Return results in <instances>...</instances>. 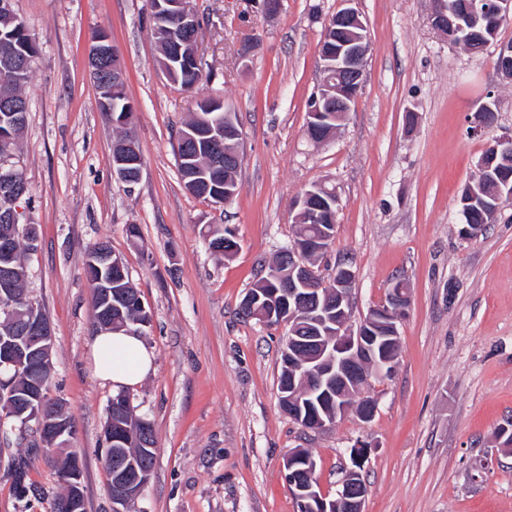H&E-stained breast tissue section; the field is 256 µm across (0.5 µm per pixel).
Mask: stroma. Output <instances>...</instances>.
Wrapping results in <instances>:
<instances>
[{
  "label": "stroma",
  "mask_w": 512,
  "mask_h": 512,
  "mask_svg": "<svg viewBox=\"0 0 512 512\" xmlns=\"http://www.w3.org/2000/svg\"><path fill=\"white\" fill-rule=\"evenodd\" d=\"M190 4L212 76L186 91L160 69L147 0H13L38 47L15 151L29 185L18 206L39 236L25 288L50 320L51 395L76 430L69 448L32 458L28 478L46 497L30 512H51L72 450L87 512H112L102 439L113 390L87 366L97 328L83 267L100 241L152 315L141 336L154 371L130 397L157 449L133 512H297L282 477L290 450H309L332 496L360 440L373 446L364 512H512V450L497 436L512 422V203L473 239L459 233L457 206L487 141L512 130V80L496 49L476 57L449 43L430 24L432 0H357L370 40L363 84L336 134L315 143L306 125L318 45L341 0H282L272 16L258 0ZM100 33L119 51L133 105L144 166L131 187L113 172L121 131L89 75ZM205 97L222 99L243 130L242 189L221 208L184 188L173 150ZM490 100L497 123L473 134L471 118ZM314 185L340 198L334 243L317 265L327 274L351 264L356 315L395 279L411 291L396 370L370 382L375 416L351 413L319 432L280 406L286 328L240 313L291 245L294 202ZM227 225L240 241L229 259L206 238Z\"/></svg>",
  "instance_id": "stroma-1"
}]
</instances>
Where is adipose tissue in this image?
<instances>
[{
	"label": "adipose tissue",
	"instance_id": "1",
	"mask_svg": "<svg viewBox=\"0 0 512 512\" xmlns=\"http://www.w3.org/2000/svg\"><path fill=\"white\" fill-rule=\"evenodd\" d=\"M89 366L97 378L120 390L139 385L152 371L153 357L139 334L101 330L93 338Z\"/></svg>",
	"mask_w": 512,
	"mask_h": 512
}]
</instances>
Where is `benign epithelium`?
I'll return each instance as SVG.
<instances>
[{"label":"benign epithelium","mask_w":512,"mask_h":512,"mask_svg":"<svg viewBox=\"0 0 512 512\" xmlns=\"http://www.w3.org/2000/svg\"><path fill=\"white\" fill-rule=\"evenodd\" d=\"M347 7L336 13V18L329 20L327 28L334 23L349 27L348 37L336 42V46L327 45L319 48L320 71L325 75L321 79L317 92L309 107L307 133L314 141H321L319 135L322 125L327 121H337L345 117L351 107V99L344 93L348 84L360 89L366 65L369 42L366 39L367 25L359 10L353 7L355 0H344ZM155 10L176 12L182 19V29L186 35L184 45L175 44L168 49V60L163 71L166 77L175 75L182 65H191L203 69L202 57L198 50L201 19L189 7L188 0H155ZM480 14L483 19L500 26L512 16V0H493L492 4L479 9L471 5L467 14L456 18L457 32L460 41L468 38L463 21L470 14ZM111 42L108 37L98 39L95 51L89 55L90 75L97 81L103 77L113 83L123 82L121 63L106 67L111 54ZM499 72L508 78L512 77V45L502 43L496 59ZM340 101L342 111L333 112V102ZM243 139L239 124L230 115L224 116V159L225 165L239 163V152L234 146ZM139 154L135 142L117 143L113 147L112 161L114 172L122 181L132 184L136 181L137 163L135 156ZM24 195L19 188L15 176V168L8 163L0 164V218L11 224H17L20 213L17 202ZM292 264L288 269V313L295 314L306 311L305 292L307 284L315 275V269L305 259L298 245L288 249ZM93 258L100 262L106 276L96 282L95 294L98 305L102 308L103 322L107 328H112V269H123L122 259L104 249ZM354 273L345 263L336 265L331 279L322 285V306H314L320 317V327L326 336L335 341L334 349L330 350L329 368L320 365L306 366L303 360L293 359L288 362L291 375H300L304 380H310L318 388L324 390V395L336 391V415L344 416L352 407L344 403L350 392L366 386L371 371L382 378L390 377L396 368L397 357L386 351V346L398 337V324L402 323L410 305V294L398 293L392 299L391 305L370 309L368 316L357 324H352V294ZM0 326L11 329L13 337L6 341V346L0 347V368L12 372L4 379L0 377V392L13 394L16 382L22 375L30 373L31 369L39 370V377L29 382L25 388L27 401L8 403L0 411V445L10 444V439L4 436L5 426L18 437L29 441L33 446L45 452L55 447L66 446L70 443L68 428L56 420V402L49 396L46 381L53 370L51 348L53 343L52 328L46 316L38 312V306L32 299L26 300L24 309H19L13 302V294L9 288L0 291ZM371 445L360 442L352 449L351 466L343 469L342 476L337 482L335 497L329 498L321 492L313 491L302 480L296 478L298 470L294 469L299 457L290 452L288 461V486L293 496L299 500L302 507H309L313 512H363L366 485L360 481L359 468L368 458ZM73 469L68 473V484L72 493L59 501L57 512H84L85 498L82 495L83 468L79 456H73ZM150 470L144 469L135 473L132 480H121L112 485L110 496L112 512H130L131 503L142 492Z\"/></svg>","instance_id":"obj_1"}]
</instances>
